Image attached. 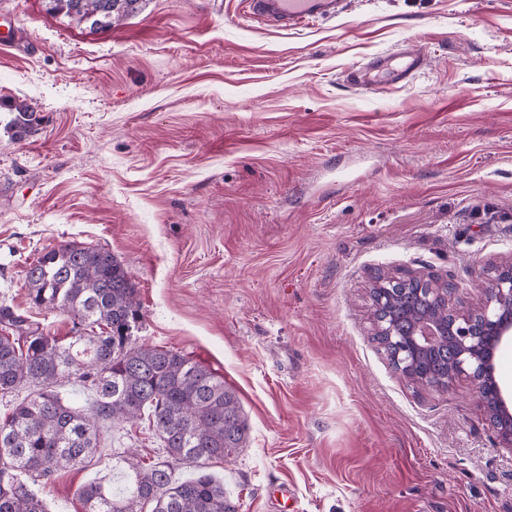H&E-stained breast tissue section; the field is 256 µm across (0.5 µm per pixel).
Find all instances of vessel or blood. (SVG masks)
<instances>
[{
	"label": "vessel or blood",
	"instance_id": "b4317fda",
	"mask_svg": "<svg viewBox=\"0 0 512 512\" xmlns=\"http://www.w3.org/2000/svg\"><path fill=\"white\" fill-rule=\"evenodd\" d=\"M247 18L293 31L312 23L335 19L349 8V0H242ZM426 58L417 50L398 49L373 55L351 67L344 76L348 88L362 90L385 83L403 84L424 68Z\"/></svg>",
	"mask_w": 512,
	"mask_h": 512
}]
</instances>
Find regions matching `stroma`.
Returning a JSON list of instances; mask_svg holds the SVG:
<instances>
[{"mask_svg":"<svg viewBox=\"0 0 512 512\" xmlns=\"http://www.w3.org/2000/svg\"><path fill=\"white\" fill-rule=\"evenodd\" d=\"M399 47L427 56L411 83L343 84ZM72 241L124 265L137 343L236 391L247 445L208 471L239 512H512V447L468 382L391 365L370 296L410 272L476 306L512 260V0H354L298 31L241 0H144L106 30L0 0V305L64 343L26 270ZM128 448L161 453L105 425L90 466L40 487L48 512H82Z\"/></svg>","mask_w":512,"mask_h":512,"instance_id":"stroma-1","label":"stroma"}]
</instances>
